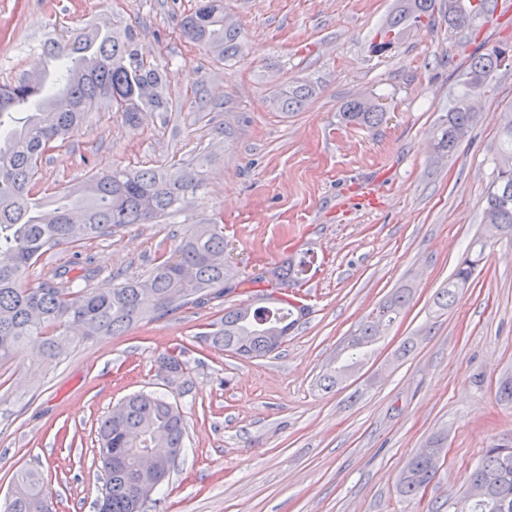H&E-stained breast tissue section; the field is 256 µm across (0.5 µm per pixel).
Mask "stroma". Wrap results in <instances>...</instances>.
<instances>
[{"label": "stroma", "mask_w": 512, "mask_h": 512, "mask_svg": "<svg viewBox=\"0 0 512 512\" xmlns=\"http://www.w3.org/2000/svg\"><path fill=\"white\" fill-rule=\"evenodd\" d=\"M394 2L224 0L240 34L237 54L221 58L181 35L196 0H0V84L31 71L29 47L103 25L132 33L165 77V108L139 124L106 103L91 108L51 152L39 188L211 157L178 214L53 250L33 277L86 260L103 282L140 275L188 225L214 223L241 282L52 364L29 346L0 365V505L31 469L52 512H96L97 421L139 391L168 392L186 423V451L147 512H436L464 492L486 448L512 437V403L497 394L512 376V235L482 226L501 117L512 111V58L455 152L435 154L431 139L478 45L512 43V0H498L474 41L449 28L448 0H437L431 26L374 52ZM302 84L311 96L281 111L277 95ZM357 97L380 103L381 123L343 121ZM479 240L470 288L437 310L438 289ZM306 249L314 264L289 295L308 313L281 348L246 359L202 340L226 308L248 303L252 277ZM405 283L413 300L370 358L338 388L318 387L362 318ZM408 339L415 348L399 357ZM176 346L187 349L185 392L158 372ZM438 433L447 440L436 477L422 497L401 496L400 473Z\"/></svg>", "instance_id": "obj_1"}]
</instances>
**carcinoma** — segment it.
<instances>
[{"label": "carcinoma", "mask_w": 512, "mask_h": 512, "mask_svg": "<svg viewBox=\"0 0 512 512\" xmlns=\"http://www.w3.org/2000/svg\"><path fill=\"white\" fill-rule=\"evenodd\" d=\"M498 0H448V26L464 30L475 40L481 26L492 20ZM435 0H396L394 11L378 32L375 50L386 52L411 27L431 21ZM182 34L190 42L221 57L237 50L236 28L224 20V0H197L184 17ZM45 55L58 63L54 75L39 74L14 84L0 85V364L14 359L28 343H36L47 360H56L70 348L95 336H119L148 316H163L189 303L224 296L234 275L224 265V225L192 224L173 255L140 276L112 278L97 286L98 271L90 263L56 268L48 280L25 281L29 269L63 245L110 236L118 227L156 224L181 209L188 194L203 183L208 155L197 164L173 172L152 168L94 173L77 187L48 194L38 189V175L55 143L72 134L87 109L99 99L108 101L125 119L136 124L143 106H165L160 93L162 77L144 60L129 36L98 27L50 41ZM501 45L476 52L463 75L461 89L436 128L435 153H451L476 121L474 98L488 87L500 66ZM305 97V88L277 98L290 112ZM21 102L33 105L24 120L5 123ZM343 119L357 125H375L384 112L365 98L350 100ZM495 176L488 190L483 215L490 216L495 232L512 234V119L499 130L494 160ZM482 251L466 253L434 305L450 308L460 291L470 287ZM314 256L299 253L279 266L250 279L268 283L252 302L224 310L204 334L212 347L246 358L275 352L274 337L286 336L305 315L303 309L279 291L297 286ZM413 300V288L403 284L361 322L347 345L348 355L336 369L322 376L323 387L341 384L371 354L374 345ZM185 350L174 347L160 358V369L181 378L186 373ZM185 425L177 403L167 394L139 392L115 405L98 423L96 456L106 476L97 512H145L141 499L143 474L140 448H165L168 471H173L184 448ZM438 468L413 456L399 479L403 496L422 495ZM470 483L486 488L480 498H448V512H499L498 503L512 499V438L486 449ZM40 475H17L6 512H51Z\"/></svg>", "instance_id": "1"}]
</instances>
